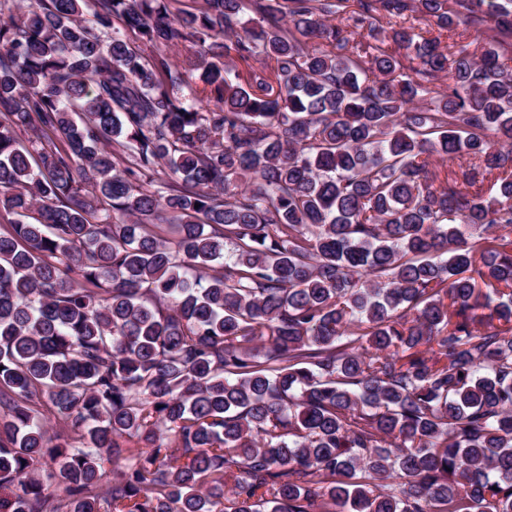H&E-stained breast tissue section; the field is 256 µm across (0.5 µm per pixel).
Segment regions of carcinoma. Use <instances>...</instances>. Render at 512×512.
<instances>
[{
	"mask_svg": "<svg viewBox=\"0 0 512 512\" xmlns=\"http://www.w3.org/2000/svg\"><path fill=\"white\" fill-rule=\"evenodd\" d=\"M504 37L512 0H0V512H512ZM441 39V48L451 55L454 53L460 45H464L466 43L474 42L470 49L473 50L477 45L483 44L484 41L488 40L494 33L491 30L484 29L480 34L478 41H474L475 34L474 32H468L464 36L453 35L450 33L442 32Z\"/></svg>",
	"mask_w": 512,
	"mask_h": 512,
	"instance_id": "obj_1",
	"label": "carcinoma"
}]
</instances>
